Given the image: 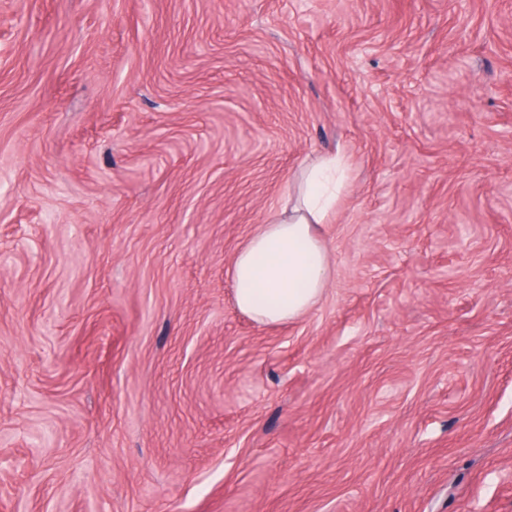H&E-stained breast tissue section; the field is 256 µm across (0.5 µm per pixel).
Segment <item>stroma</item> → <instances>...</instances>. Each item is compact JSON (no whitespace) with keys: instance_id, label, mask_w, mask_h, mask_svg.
I'll list each match as a JSON object with an SVG mask.
<instances>
[{"instance_id":"obj_1","label":"stroma","mask_w":512,"mask_h":512,"mask_svg":"<svg viewBox=\"0 0 512 512\" xmlns=\"http://www.w3.org/2000/svg\"><path fill=\"white\" fill-rule=\"evenodd\" d=\"M0 512H512V0H0ZM347 162L319 155L297 176L294 198L260 224L229 268L237 308L275 325L305 316L322 299L331 252L318 227L347 184Z\"/></svg>"}]
</instances>
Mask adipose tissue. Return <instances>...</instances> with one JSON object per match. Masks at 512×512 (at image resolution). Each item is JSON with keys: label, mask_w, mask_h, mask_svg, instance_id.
Returning <instances> with one entry per match:
<instances>
[{"label": "adipose tissue", "mask_w": 512, "mask_h": 512, "mask_svg": "<svg viewBox=\"0 0 512 512\" xmlns=\"http://www.w3.org/2000/svg\"><path fill=\"white\" fill-rule=\"evenodd\" d=\"M339 155L314 158L297 176L294 198L259 225L229 268L237 308L275 325L305 316L322 299L331 252L318 228L347 184Z\"/></svg>", "instance_id": "obj_1"}]
</instances>
